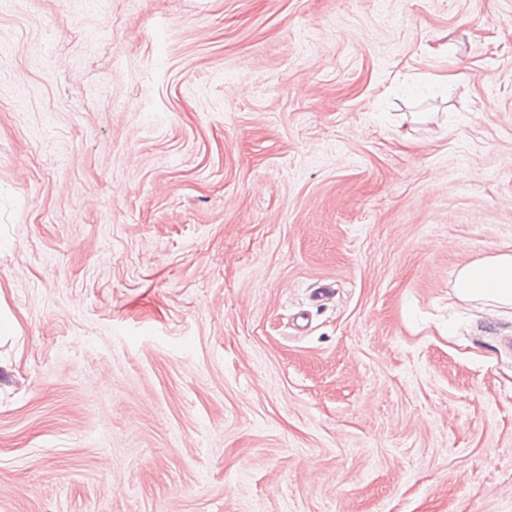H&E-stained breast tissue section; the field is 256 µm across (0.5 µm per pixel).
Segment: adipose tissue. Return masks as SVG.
<instances>
[{"label": "adipose tissue", "mask_w": 512, "mask_h": 512, "mask_svg": "<svg viewBox=\"0 0 512 512\" xmlns=\"http://www.w3.org/2000/svg\"><path fill=\"white\" fill-rule=\"evenodd\" d=\"M453 289L463 301L512 308V253L464 264L456 273Z\"/></svg>", "instance_id": "obj_1"}]
</instances>
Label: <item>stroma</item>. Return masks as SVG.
<instances>
[{"label":"stroma","mask_w":512,"mask_h":512,"mask_svg":"<svg viewBox=\"0 0 512 512\" xmlns=\"http://www.w3.org/2000/svg\"><path fill=\"white\" fill-rule=\"evenodd\" d=\"M503 251L512 0H0V512H512ZM452 288L460 300L512 308V253L464 264L457 271Z\"/></svg>","instance_id":"35a3bbf8"}]
</instances>
